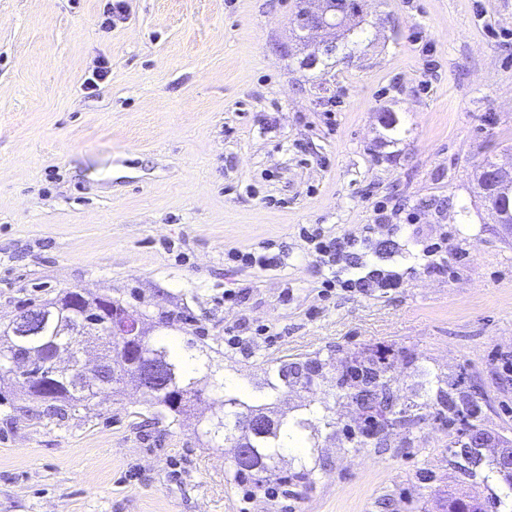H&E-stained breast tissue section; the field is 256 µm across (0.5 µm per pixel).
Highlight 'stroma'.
I'll list each match as a JSON object with an SVG mask.
<instances>
[{"label":"stroma","instance_id":"obj_1","mask_svg":"<svg viewBox=\"0 0 512 512\" xmlns=\"http://www.w3.org/2000/svg\"><path fill=\"white\" fill-rule=\"evenodd\" d=\"M127 3L108 32L105 0H0V329L68 290L107 296L243 382L252 405L270 367L327 362V380L275 409L322 403L333 424L307 431L310 485L250 497L230 448L202 434L209 381L174 425L132 386L61 421L7 374L0 512H443L472 486L512 512L490 465H451L427 382L459 380L480 427L512 438V238L473 177L486 158L512 167V0H363L362 41L312 69L297 0ZM102 56L112 75L91 94ZM381 201L417 222L376 223ZM316 227L395 238L405 257L444 236L448 268L417 266L387 295H324L301 236ZM265 242L284 248L279 266L224 259ZM241 325L265 331L245 353L225 340ZM367 349L386 351L393 399L421 421L355 448L330 377Z\"/></svg>","mask_w":512,"mask_h":512}]
</instances>
